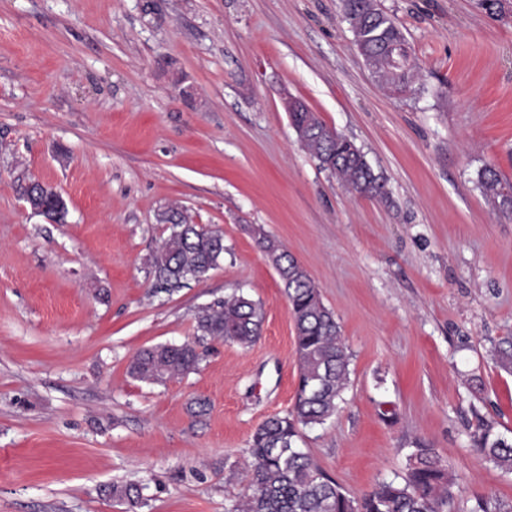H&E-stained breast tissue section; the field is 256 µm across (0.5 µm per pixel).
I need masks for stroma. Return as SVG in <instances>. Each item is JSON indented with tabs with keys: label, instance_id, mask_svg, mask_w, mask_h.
<instances>
[{
	"label": "stroma",
	"instance_id": "1",
	"mask_svg": "<svg viewBox=\"0 0 512 512\" xmlns=\"http://www.w3.org/2000/svg\"><path fill=\"white\" fill-rule=\"evenodd\" d=\"M419 73L401 94L359 55L342 0H0V512H228L250 441L289 412L294 319L257 240L309 272L351 354L336 415L302 446L354 498L403 478L416 443L458 486L447 512L512 502V472L474 448L512 439V219L480 173L512 179V2L380 0ZM190 96H182L183 88ZM302 99L384 185L363 197L319 168L284 108ZM65 200L56 222L19 183ZM180 205L224 258L179 292L151 262ZM243 292L250 347L198 341L162 384L133 356L194 338L195 312ZM206 402L203 415L192 411ZM108 495L113 499L125 502L129 505V509L136 508L144 503L142 489L136 485H112L108 489Z\"/></svg>",
	"mask_w": 512,
	"mask_h": 512
}]
</instances>
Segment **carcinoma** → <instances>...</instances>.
Returning <instances> with one entry per match:
<instances>
[{
	"label": "carcinoma",
	"mask_w": 512,
	"mask_h": 512,
	"mask_svg": "<svg viewBox=\"0 0 512 512\" xmlns=\"http://www.w3.org/2000/svg\"><path fill=\"white\" fill-rule=\"evenodd\" d=\"M343 7L356 46L375 73L398 91L410 87L416 71L408 60L405 36L380 0H343ZM289 118L306 131L302 147L321 168L360 195L374 197L382 193L380 177L351 139L331 134L303 101L300 111L289 113ZM480 182L485 196L497 208L512 213L511 181L498 169L486 167ZM18 193L31 200L40 214L58 222L64 219L65 202L53 189L30 181L19 185ZM159 222L170 225V235L153 256L159 288L172 294L183 288L193 273L220 265L224 257L221 234L192 223L178 208L163 212ZM258 244L288 296L300 362L299 385L293 409L268 418L254 432L252 464L245 474L247 493L229 512H443L453 498L456 479L438 451L424 443L410 452L409 470L403 481L383 480L360 498L349 496L298 446L302 429L323 425L336 414L349 383L350 353L340 325L322 304L306 269L272 239L262 236ZM194 320L199 338L248 347L261 334L263 312L258 302L239 293L199 309ZM199 360L200 354L189 343L156 345L136 355L129 374L139 381L158 382L190 372ZM474 443L488 461L512 472V440L484 424ZM108 495L132 509L143 504L142 489L136 485L114 484Z\"/></svg>",
	"instance_id": "1"
}]
</instances>
